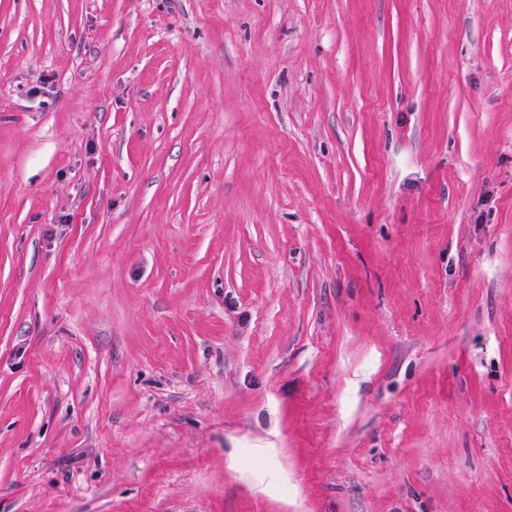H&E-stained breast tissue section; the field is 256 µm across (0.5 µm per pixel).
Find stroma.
<instances>
[{"label":"stroma","mask_w":512,"mask_h":512,"mask_svg":"<svg viewBox=\"0 0 512 512\" xmlns=\"http://www.w3.org/2000/svg\"><path fill=\"white\" fill-rule=\"evenodd\" d=\"M0 512H512V0H0Z\"/></svg>","instance_id":"1"}]
</instances>
